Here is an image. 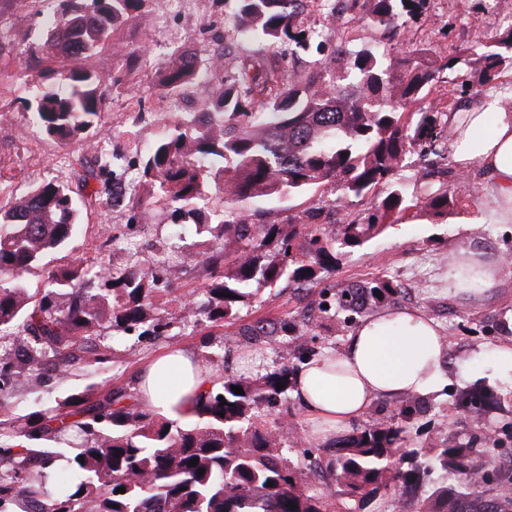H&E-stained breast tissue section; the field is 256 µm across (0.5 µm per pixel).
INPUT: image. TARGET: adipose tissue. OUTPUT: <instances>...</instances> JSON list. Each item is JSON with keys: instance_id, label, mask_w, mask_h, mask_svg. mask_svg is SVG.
I'll return each mask as SVG.
<instances>
[{"instance_id": "ef3b65f1", "label": "adipose tissue", "mask_w": 512, "mask_h": 512, "mask_svg": "<svg viewBox=\"0 0 512 512\" xmlns=\"http://www.w3.org/2000/svg\"><path fill=\"white\" fill-rule=\"evenodd\" d=\"M448 150L456 168L477 176L494 223L512 224V109L494 94L469 99L449 113ZM502 268L483 252L448 261V287L469 304L482 302ZM449 340L417 309L382 311L361 322L345 348L308 361L292 381V396L309 422L308 438L329 441L365 418L382 397L427 396L446 374ZM212 375L193 353L163 352L138 380L140 402L156 415L188 423Z\"/></svg>"}]
</instances>
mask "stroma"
<instances>
[{"instance_id": "stroma-1", "label": "stroma", "mask_w": 512, "mask_h": 512, "mask_svg": "<svg viewBox=\"0 0 512 512\" xmlns=\"http://www.w3.org/2000/svg\"><path fill=\"white\" fill-rule=\"evenodd\" d=\"M48 11L44 0H30L24 8L14 6L12 0H0V41L43 45L44 15ZM511 15L512 0H497L492 10L476 7L475 0H430L405 39L422 47L448 46L463 31L486 39ZM117 35L132 49L144 43L150 45L152 67L116 57L107 49L78 58L76 64L106 78L115 72L122 77L121 84L111 91V103L101 116L95 139L129 162L128 176L134 181L132 192L136 195L143 192L135 182L137 169L164 130L160 112H167L169 120H181L200 111L221 88L222 77L216 74L198 82L190 98L162 101L155 64L171 52L184 49L205 62L221 49L232 59L262 52L283 72L292 65L290 57L275 48L237 38L232 7L215 8L212 0H151L146 18L140 24L120 28ZM43 83V78L25 72L18 62H0V206L44 179L72 180L77 160L88 147L84 141L58 144L45 138L33 124L28 104ZM452 192L459 203L447 217L438 218L420 209L406 213L394 228L339 255L335 268L323 272L319 283L298 289L284 283L261 289L252 310L215 329L212 335L185 327L173 329L170 338L161 341L133 338L115 345L110 368H74L50 387L33 376L24 379L13 393V413H27L39 401L59 400L91 385H134L145 363L175 345L198 355L223 353L225 372L239 371L241 356L249 346L245 331L259 319L295 323L302 343L316 353L340 351L348 332L306 323L305 314L318 303H331L335 286L384 274L404 289L397 307L422 310L450 340L449 377L424 397L425 411L411 431L415 445L426 447L439 437L451 444L466 440L475 426L469 416L454 409L453 395L462 388L485 386L502 399L503 409L491 414L490 424L499 437L500 450L511 451L512 373H501L493 357L502 345H512V264L505 266L482 304L472 307L449 291L443 258L461 249L480 250L493 259L512 254V224L492 223L486 207L466 198L463 186L454 185ZM79 206L82 220L77 232L67 249L53 255V264L80 257L91 264L104 259L148 266L153 261L152 242L169 240L173 219L166 208L145 206L132 217L122 206L107 212L88 199L81 200ZM103 222L110 224L117 236L106 247L100 246L96 236L97 226ZM495 318L504 320L505 332H481V325ZM286 405L288 424L280 430L281 440L289 449V458L304 465L322 456L323 449L318 441L306 438L308 423L296 401L287 400Z\"/></svg>"}]
</instances>
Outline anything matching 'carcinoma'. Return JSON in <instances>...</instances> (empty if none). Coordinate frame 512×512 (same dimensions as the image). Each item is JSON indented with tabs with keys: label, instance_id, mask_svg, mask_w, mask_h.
Returning <instances> with one entry per match:
<instances>
[{
	"label": "carcinoma",
	"instance_id": "1",
	"mask_svg": "<svg viewBox=\"0 0 512 512\" xmlns=\"http://www.w3.org/2000/svg\"><path fill=\"white\" fill-rule=\"evenodd\" d=\"M149 2L56 0L45 46L54 58L90 57L108 47L143 58L147 49L126 52L115 33L141 22ZM303 2L235 0L239 34L314 59L287 74L260 57L241 60L224 73V89L208 111L171 123L142 162L139 182L148 198L206 238L198 251L203 288L187 293L175 286L173 249L165 245L150 266L74 259L44 267L33 288L28 277L79 223L77 192L48 179L0 208V512H17L21 504L23 512H332L338 487L361 503L390 489L397 512H512V477L494 484L490 499L484 484L467 478L493 466L488 433L452 446L439 439L426 452L411 446L407 423L422 409L413 397L391 420L357 426L330 443L331 481L313 487L288 458L278 420L270 419L291 390L292 361L305 350L293 343V328L261 320L249 335L256 343L281 336L280 363L212 380L192 425L159 418L131 390L110 384L8 420L21 379L59 381L74 367L112 365L110 336L158 338L173 322L199 332L221 327L262 288L318 282L343 249L382 234L411 209L448 215L455 202L448 185L458 173L447 116L470 88H503L512 70V20L489 46L464 38L446 54L433 47L406 51L402 35L430 0H312L318 28L308 24ZM360 26L376 32L377 47H350L344 34ZM3 57L66 84L62 90L48 83L35 97L33 119L45 137L62 144L88 137L107 106L103 79L83 68L56 70L31 45L0 44ZM462 60L472 66L463 80L454 76ZM198 73L197 57L174 51L158 69V86L166 97L183 96ZM442 83L450 86L446 97L435 95ZM412 152L425 181L410 187L402 170ZM113 158L84 155L77 172L81 188L107 209L115 183L126 177ZM286 195L303 198L286 224L251 209ZM355 202L369 212L367 223L352 217ZM299 236L307 250L297 255L291 246ZM398 293L384 276L345 286L334 304L319 307L321 321L349 324ZM495 404L494 392L482 387L461 395L455 408L482 427ZM194 458L198 464L189 465ZM436 473L448 485L416 509L423 483Z\"/></svg>",
	"mask_w": 512,
	"mask_h": 512
}]
</instances>
